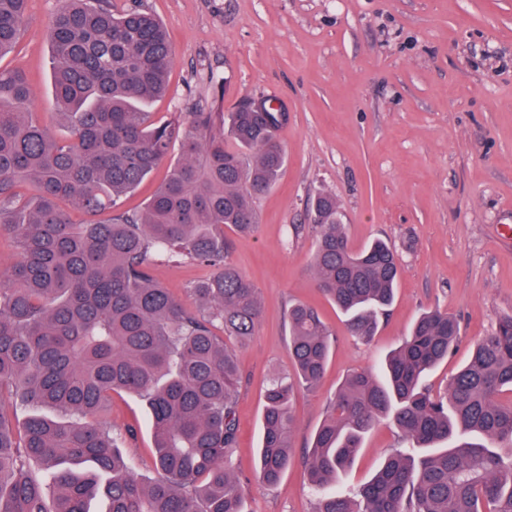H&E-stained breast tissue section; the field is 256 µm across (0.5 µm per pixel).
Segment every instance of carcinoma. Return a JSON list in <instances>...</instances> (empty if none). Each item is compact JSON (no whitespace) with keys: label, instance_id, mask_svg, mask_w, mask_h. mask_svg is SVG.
I'll list each match as a JSON object with an SVG mask.
<instances>
[{"label":"carcinoma","instance_id":"obj_1","mask_svg":"<svg viewBox=\"0 0 512 512\" xmlns=\"http://www.w3.org/2000/svg\"><path fill=\"white\" fill-rule=\"evenodd\" d=\"M27 5L0 0V58L18 44ZM47 40L58 131L35 112L26 73L0 67V234L17 250L0 274V512H91L100 495L105 512H244L232 463L241 377L224 337L246 342L261 303L227 260L224 227L255 231V199L285 165L283 120L191 103L155 121L148 105L167 90L172 45L137 7L116 16L112 0H61ZM165 160L144 206L122 209ZM68 205L92 221L71 223ZM309 211L317 285L368 342L395 297L397 251L381 240L352 249L333 192L318 191ZM161 258L211 269L189 288L195 307L155 280ZM288 331L294 374L273 376L264 393L258 468L268 485L292 460L294 394L318 385L332 354L316 309L290 306ZM459 334L448 314L424 312L383 376L344 379L307 453L314 512H512V404L499 401L512 391V316L434 394L425 380ZM116 392L148 409L155 479L121 452L133 428L114 433L101 418ZM19 405L30 414L17 426ZM383 419L421 453H391L353 496L334 490Z\"/></svg>","mask_w":512,"mask_h":512}]
</instances>
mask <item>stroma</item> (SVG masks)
I'll use <instances>...</instances> for the list:
<instances>
[{"instance_id":"1","label":"stroma","mask_w":512,"mask_h":512,"mask_svg":"<svg viewBox=\"0 0 512 512\" xmlns=\"http://www.w3.org/2000/svg\"><path fill=\"white\" fill-rule=\"evenodd\" d=\"M171 35L167 94L149 107L163 121L187 101L231 108L263 96L288 114L279 136L287 162L255 208L260 224L244 236L225 230L228 258L258 288L263 314L235 352L242 386L234 468L247 512H314L304 456L347 373L377 371L416 317L440 310L460 326L456 351L428 376L445 389L472 346L512 314V0H139ZM60 0H29L25 32L0 66L27 73L33 104L55 122L46 30ZM336 194L353 248L374 239L396 249L394 303L371 342L351 335L317 288L309 266L315 235L306 202ZM206 267L157 263L184 304ZM317 308L334 333L318 387L299 392L293 459L277 485L256 467L264 389L292 372L288 309ZM112 431L137 428L124 448L137 473L155 477L145 405L112 397ZM387 421L365 436L337 487L363 485L402 447Z\"/></svg>"}]
</instances>
